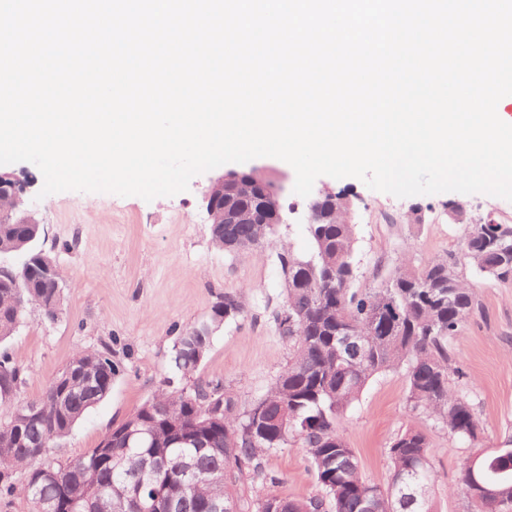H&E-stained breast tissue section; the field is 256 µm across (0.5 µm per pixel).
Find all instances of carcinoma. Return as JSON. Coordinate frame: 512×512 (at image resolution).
I'll use <instances>...</instances> for the list:
<instances>
[{
  "instance_id": "cac0c4a2",
  "label": "carcinoma",
  "mask_w": 512,
  "mask_h": 512,
  "mask_svg": "<svg viewBox=\"0 0 512 512\" xmlns=\"http://www.w3.org/2000/svg\"><path fill=\"white\" fill-rule=\"evenodd\" d=\"M350 208L336 212L334 224H311L310 252L300 255L286 246L277 252L283 274L284 306L276 321L288 339L291 356L273 384L252 406L269 418L288 415L284 432L267 428L252 439L242 433L250 410L239 411L224 382L201 375L199 357L208 351L214 333L226 320L243 318L247 307L238 293H226L210 318L186 328L175 340L168 376L135 413L119 424L132 434L112 438L111 460H98L99 448L66 461L48 460L51 448L68 436L85 414L112 389L120 365L112 349L84 350L70 363L75 370L64 381L53 378L42 393L20 400L25 370L6 352L0 353V509L23 496L30 512H44L51 499L66 500L70 512H113L139 493L145 512H168L173 494L182 512H212L214 504L235 503L238 512H435L430 490L436 473L428 436L409 426L388 448L393 464L391 483L381 488L362 475L360 461L337 432V424L376 375L402 369L410 410L443 425L484 451V465L506 470V498L497 503L470 491L468 463L461 484L472 512H512V467L502 458L512 440L496 450L485 449V431L469 397L456 383L466 378L451 342L480 311L472 283L458 271L452 256L414 266L405 262L378 288L359 292L353 253L355 225ZM12 211L0 210V256L20 254L23 265L0 272V343L26 321L37 306L53 319L62 305L61 289L46 274L52 257L38 247L41 226L18 224ZM464 225L463 247L481 275L512 281V260L502 264L493 241L501 225L491 220ZM224 250L263 251L271 234L261 224L243 220L224 225ZM350 330L359 346L345 358L336 353L338 334ZM180 386H174V383ZM37 409L29 415V408ZM222 412L213 415V411ZM297 445L305 451L319 491L292 498L278 491L279 479L261 459ZM161 457L164 468L152 473L145 462ZM44 460L42 466L32 462ZM195 464L198 480L183 479L186 464ZM260 480L262 492L245 495V481Z\"/></svg>"
}]
</instances>
